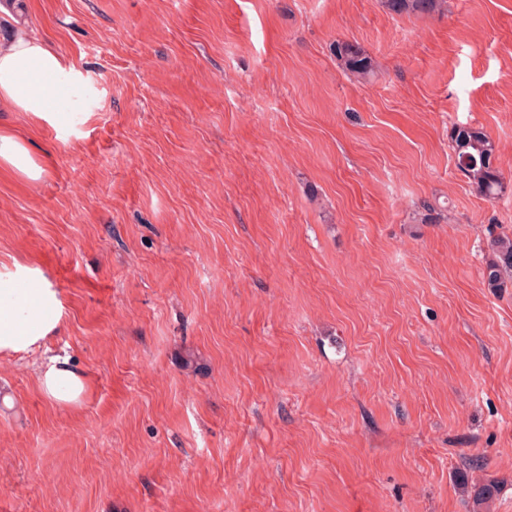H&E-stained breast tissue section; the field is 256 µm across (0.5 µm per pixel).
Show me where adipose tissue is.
<instances>
[{
    "label": "adipose tissue",
    "instance_id": "adipose-tissue-1",
    "mask_svg": "<svg viewBox=\"0 0 512 512\" xmlns=\"http://www.w3.org/2000/svg\"><path fill=\"white\" fill-rule=\"evenodd\" d=\"M74 76L62 55L43 40L0 36V107L63 125ZM1 165L32 181L44 173L41 157L31 153L26 140L7 132H0ZM65 314L63 299L39 268L0 264V353L41 354L38 388L56 406L79 404L88 386L85 373L69 355L47 350Z\"/></svg>",
    "mask_w": 512,
    "mask_h": 512
}]
</instances>
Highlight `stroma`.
I'll list each match as a JSON object with an SVG mask.
<instances>
[{
	"label": "stroma",
	"mask_w": 512,
	"mask_h": 512,
	"mask_svg": "<svg viewBox=\"0 0 512 512\" xmlns=\"http://www.w3.org/2000/svg\"><path fill=\"white\" fill-rule=\"evenodd\" d=\"M23 3L83 82L62 127L0 109L46 168L0 169V264L63 297L88 392L0 355V512H512V0ZM383 6L397 15H425L441 12L446 0H382ZM332 51L347 72L361 81H370L375 72L374 61L360 46L349 41H336ZM452 142L455 166L482 196L496 198L503 190V176L495 166L496 145L482 129L470 125L454 128ZM491 257L482 275L487 288L498 291L512 283V236L503 234L491 240Z\"/></svg>",
	"instance_id": "stroma-1"
}]
</instances>
